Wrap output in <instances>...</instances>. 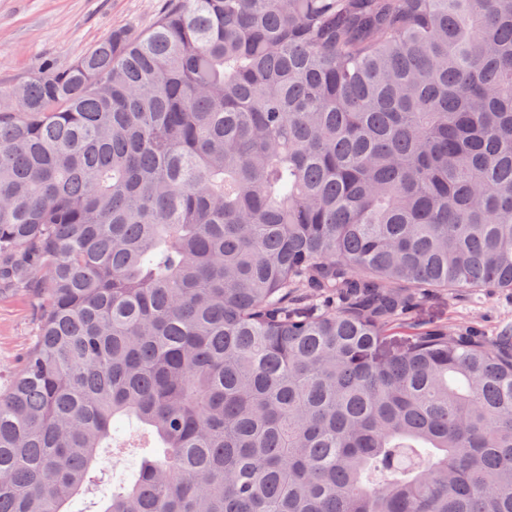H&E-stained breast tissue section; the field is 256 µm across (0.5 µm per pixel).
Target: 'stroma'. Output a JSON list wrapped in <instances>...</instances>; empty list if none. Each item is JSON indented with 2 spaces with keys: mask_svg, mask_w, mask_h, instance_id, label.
I'll return each instance as SVG.
<instances>
[{
  "mask_svg": "<svg viewBox=\"0 0 512 512\" xmlns=\"http://www.w3.org/2000/svg\"><path fill=\"white\" fill-rule=\"evenodd\" d=\"M165 6L166 0H0V90L42 61L71 64L112 30L148 31ZM417 315L435 325L475 324L491 338L512 326V290H451ZM36 328V307L25 290L0 287V386L19 372Z\"/></svg>",
  "mask_w": 512,
  "mask_h": 512,
  "instance_id": "1",
  "label": "stroma"
}]
</instances>
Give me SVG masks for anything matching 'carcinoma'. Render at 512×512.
Segmentation results:
<instances>
[{"mask_svg": "<svg viewBox=\"0 0 512 512\" xmlns=\"http://www.w3.org/2000/svg\"><path fill=\"white\" fill-rule=\"evenodd\" d=\"M0 512H512V0H168L0 93ZM128 453L118 485L104 462ZM0 291V386L9 382L21 367L37 328L36 306L24 288L1 286ZM417 315L423 321L448 327L476 324L492 338L502 327L512 326V290H449L423 304Z\"/></svg>", "mask_w": 512, "mask_h": 512, "instance_id": "obj_1", "label": "carcinoma"}]
</instances>
